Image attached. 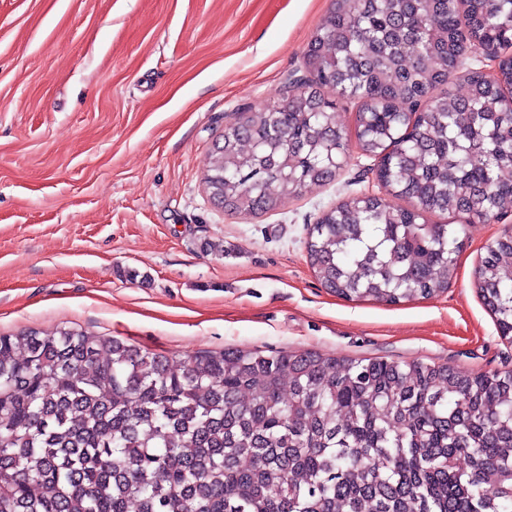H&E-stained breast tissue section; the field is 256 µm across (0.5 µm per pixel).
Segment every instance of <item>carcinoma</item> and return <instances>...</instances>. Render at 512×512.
Listing matches in <instances>:
<instances>
[{"mask_svg": "<svg viewBox=\"0 0 512 512\" xmlns=\"http://www.w3.org/2000/svg\"><path fill=\"white\" fill-rule=\"evenodd\" d=\"M512 46V0H332L286 100L224 128L205 177L252 214L333 180L356 138L386 195L310 225L307 258L347 300L448 287L453 224L512 210V58L453 87L460 37ZM402 198L399 206L389 198ZM512 230L475 285L512 338ZM467 467L459 466L460 458ZM512 512V371L224 349L175 360L76 329L0 335V512Z\"/></svg>", "mask_w": 512, "mask_h": 512, "instance_id": "carcinoma-1", "label": "carcinoma"}]
</instances>
